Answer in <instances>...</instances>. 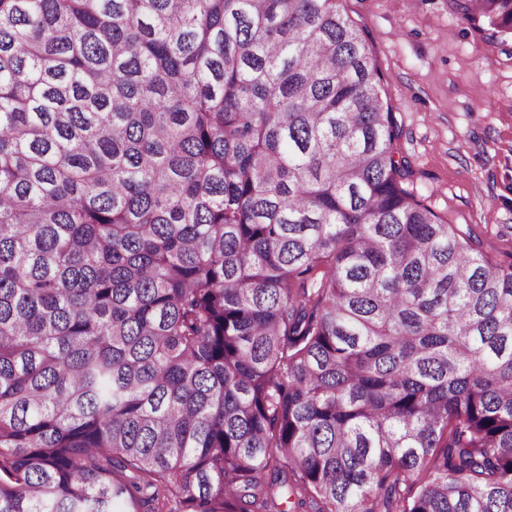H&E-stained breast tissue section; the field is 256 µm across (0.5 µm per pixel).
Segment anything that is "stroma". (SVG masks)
I'll return each instance as SVG.
<instances>
[{"instance_id": "35a3bbf8", "label": "stroma", "mask_w": 512, "mask_h": 512, "mask_svg": "<svg viewBox=\"0 0 512 512\" xmlns=\"http://www.w3.org/2000/svg\"><path fill=\"white\" fill-rule=\"evenodd\" d=\"M368 33L395 112L406 187L467 224L485 254H512V35L487 40L448 0H341Z\"/></svg>"}]
</instances>
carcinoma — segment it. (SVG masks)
Segmentation results:
<instances>
[{
	"label": "carcinoma",
	"mask_w": 512,
	"mask_h": 512,
	"mask_svg": "<svg viewBox=\"0 0 512 512\" xmlns=\"http://www.w3.org/2000/svg\"><path fill=\"white\" fill-rule=\"evenodd\" d=\"M383 84L339 0H0V512H512V261Z\"/></svg>",
	"instance_id": "cac0c4a2"
}]
</instances>
